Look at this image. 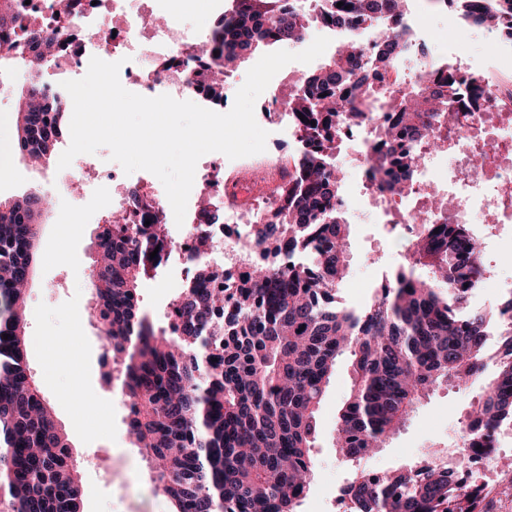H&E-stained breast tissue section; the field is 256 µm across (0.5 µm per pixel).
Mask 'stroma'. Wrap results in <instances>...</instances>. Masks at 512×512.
I'll return each instance as SVG.
<instances>
[{"instance_id":"obj_1","label":"stroma","mask_w":512,"mask_h":512,"mask_svg":"<svg viewBox=\"0 0 512 512\" xmlns=\"http://www.w3.org/2000/svg\"><path fill=\"white\" fill-rule=\"evenodd\" d=\"M109 207L92 189L78 201L54 197V217L42 226L39 263L27 297L28 362L80 463L84 512H171L170 502L148 483L145 464L131 451L124 425L112 415V395L100 380L101 341L89 316V274L97 224ZM348 222L350 269L337 300L343 306L361 308L373 301L374 285L382 275L393 274L400 266L407 243L389 225L376 223L372 214L352 216ZM469 230L496 282L495 287L473 293L469 305L492 311L512 298V266L503 260L504 247L512 245V226L492 231L473 224ZM180 290L177 266L142 282L141 304L155 327H164L168 305ZM75 381L99 396L96 410H85L71 394ZM349 388L348 367L338 363L318 411L313 450L316 477L299 512H344L346 508L340 490L352 468L337 455L332 439ZM481 388L476 382L461 389H438L411 413L387 447L364 459V467L385 470L432 452H449L462 413ZM469 478L483 487L477 512H512V475L490 469L471 472Z\"/></svg>"}]
</instances>
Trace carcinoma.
Wrapping results in <instances>:
<instances>
[{"mask_svg":"<svg viewBox=\"0 0 512 512\" xmlns=\"http://www.w3.org/2000/svg\"><path fill=\"white\" fill-rule=\"evenodd\" d=\"M279 0H233L229 27L203 51L200 75L221 95L224 71L260 46L300 40L297 18L278 14ZM385 0H354V23L373 19ZM378 62L403 51L400 35L383 34ZM26 38L33 68L54 54L56 34L34 26ZM340 43L292 99L305 116L311 150L292 157L293 180L280 206L258 225L255 242L267 251L315 248L309 267L270 270L253 265L230 294L207 281L224 271L204 267L199 283L169 304L166 327L155 329L140 308L142 281L159 270L150 259L168 238L163 220L127 224L108 216L97 225L92 314L110 347L103 366L125 383L134 415L126 422L132 447L147 460L149 480L172 512H297L314 477L317 412L338 360L351 368L339 409L335 447L353 467L343 492L350 512H476L482 488L460 476L457 463L491 451L490 439L512 421V298L495 324L504 351L483 391L465 412L454 455H433L380 474L363 459L406 424L422 399L443 386L467 387L484 377L490 320L466 311L486 275L480 247L464 224H422L405 263L363 308L330 307L348 269L350 225L332 200L340 171L333 165L332 126L351 102L336 94L349 80ZM399 120L412 135L445 147L454 124L438 84L403 93ZM360 106L379 112L381 97L361 92ZM65 113L43 98L36 83L23 87L15 107L16 151L49 164ZM393 162L414 164L402 142ZM49 202L28 191L0 201V504L6 512H84L81 472L67 433L33 379L27 360V287L37 258L40 224ZM8 339H3V336Z\"/></svg>","mask_w":512,"mask_h":512,"instance_id":"carcinoma-1","label":"carcinoma"}]
</instances>
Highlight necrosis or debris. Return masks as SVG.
<instances>
[{"instance_id": "necrosis-or-debris-1", "label": "necrosis or debris", "mask_w": 512, "mask_h": 512, "mask_svg": "<svg viewBox=\"0 0 512 512\" xmlns=\"http://www.w3.org/2000/svg\"><path fill=\"white\" fill-rule=\"evenodd\" d=\"M22 22L45 23L58 28L62 36L55 53L37 73L36 80L42 94L51 101L62 103L72 110V100L62 88L56 69L65 66L77 76H84L91 57L107 62H121L119 79L128 91L145 97L167 94L181 100L192 97L198 105L220 112L226 108L223 99L214 97L207 83L199 77L202 49L213 36L222 20L219 12L199 16L194 26H186L181 12L175 10L174 0H149V8H142V0H108L109 12H101L93 0H75L73 8L60 12L57 0H15ZM163 16L161 25L151 24L152 16ZM405 32L401 59L387 67L379 66L377 57L383 48L379 37H371L360 44L359 56L351 63L354 75L348 88L356 95L365 86L382 90H401L423 80L443 79L447 75L466 78L468 87L457 94L455 135L459 142L446 154L436 155L414 170L399 168L398 174L405 187L404 197L391 194H373L364 206L371 213L391 215L398 224V235L413 239L415 213L426 207L427 188L440 176H447L453 184L450 192L455 209L449 222L455 224H512V22L503 21L487 30V37L501 51L497 65L488 70H476L469 64L470 49L454 42L450 59L437 60L424 52L428 35L422 26L418 11L408 9L399 18ZM301 85L265 99L262 110L271 120L285 128L283 138L267 144L264 152L252 155L233 166L228 177H218L224 167L223 159L216 158L195 170L188 201L198 204L207 197L211 204L224 210L223 225L191 222L185 227L183 239L171 242V250L178 256H187L197 238L224 239V224L234 225L236 233L224 239V252L235 255L248 252L252 263L280 269L291 264H304L308 255L281 251L270 253L254 247L252 235L255 224L264 214L278 207L281 191L288 184L287 156L308 148L298 130L297 115L291 98L300 93ZM396 112L369 113L365 117H351L339 126L343 140H359L362 150H369L377 142L380 128L396 123ZM93 172L98 191L112 199L113 212L123 215L130 224H141L158 210L164 217L173 211L166 193L151 195L150 210H132L113 190L121 184L118 174L98 168L96 164L82 163L66 170L56 184L66 196L79 198L83 172ZM262 171L268 174V183L241 196L228 193V186L237 184L248 174Z\"/></svg>"}]
</instances>
